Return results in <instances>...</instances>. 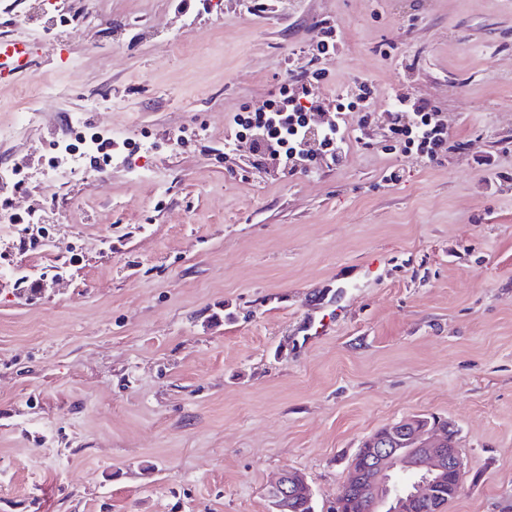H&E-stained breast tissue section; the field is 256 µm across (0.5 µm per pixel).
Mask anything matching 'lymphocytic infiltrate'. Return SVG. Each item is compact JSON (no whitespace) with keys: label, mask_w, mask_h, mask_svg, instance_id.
<instances>
[{"label":"lymphocytic infiltrate","mask_w":512,"mask_h":512,"mask_svg":"<svg viewBox=\"0 0 512 512\" xmlns=\"http://www.w3.org/2000/svg\"><path fill=\"white\" fill-rule=\"evenodd\" d=\"M369 93L367 83H358L355 92L346 94L344 104L337 106L335 116L327 119L306 86L280 87L266 108L234 118L229 141L247 143L259 168L269 161L293 171L322 158L340 162L349 147L345 112ZM435 113L425 99L391 96L390 131L402 152L416 151L431 161L437 158L448 142V132L435 120Z\"/></svg>","instance_id":"lymphocytic-infiltrate-1"}]
</instances>
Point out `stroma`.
I'll use <instances>...</instances> for the list:
<instances>
[{
	"instance_id": "stroma-1",
	"label": "stroma",
	"mask_w": 512,
	"mask_h": 512,
	"mask_svg": "<svg viewBox=\"0 0 512 512\" xmlns=\"http://www.w3.org/2000/svg\"><path fill=\"white\" fill-rule=\"evenodd\" d=\"M2 34L47 64L0 85V204L61 244L0 229V512H271L286 470L335 512L412 415L458 431L445 512H512V0H0ZM320 67L323 109L372 89L341 165L225 150ZM394 93L438 111V160L400 151ZM81 127L139 147L50 182Z\"/></svg>"
}]
</instances>
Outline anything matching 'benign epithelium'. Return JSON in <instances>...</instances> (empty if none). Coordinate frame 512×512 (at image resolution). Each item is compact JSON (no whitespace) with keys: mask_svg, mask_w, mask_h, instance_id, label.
<instances>
[{"mask_svg":"<svg viewBox=\"0 0 512 512\" xmlns=\"http://www.w3.org/2000/svg\"><path fill=\"white\" fill-rule=\"evenodd\" d=\"M450 430L451 425L438 420L424 424L414 417H403L367 437L375 448L368 456L353 459L349 473L368 467L371 478L366 495L373 512H406L410 499L431 501L440 495L448 478L463 480L461 454H448ZM395 441H407L410 447H390ZM300 491L311 492L306 480L286 471L270 485L267 494L275 512H292Z\"/></svg>","mask_w":512,"mask_h":512,"instance_id":"obj_1","label":"benign epithelium"}]
</instances>
